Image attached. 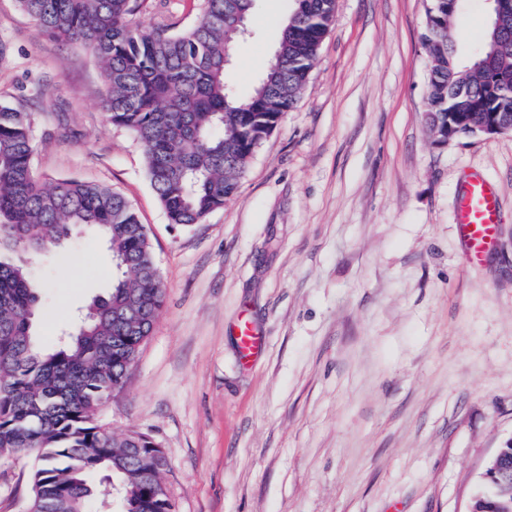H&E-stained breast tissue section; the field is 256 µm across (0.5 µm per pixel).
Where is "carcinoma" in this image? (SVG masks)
Wrapping results in <instances>:
<instances>
[{"mask_svg": "<svg viewBox=\"0 0 512 512\" xmlns=\"http://www.w3.org/2000/svg\"><path fill=\"white\" fill-rule=\"evenodd\" d=\"M53 39L77 44L99 65L107 121L140 145L146 174L172 224H198L235 195L261 136L276 128L306 90L336 0H293L277 51L258 84L240 91L225 58L243 39L234 16L255 0H199L182 32L135 22L142 0H16ZM465 0H429L422 36L430 60L426 112L436 131L448 113H480L512 134V23L490 21L482 45L465 59L452 19ZM25 113L0 104V253L48 252L72 228L93 226L121 273L86 320L52 349L39 347L32 318L39 297L22 260L0 256V454L40 450L29 512H88L120 479L125 512H174L171 499L142 488L145 468L161 474L165 453L138 433L113 435L96 412L122 389L163 301L147 230L129 202L108 187L60 180L42 184ZM106 473L94 486L93 472Z\"/></svg>", "mask_w": 512, "mask_h": 512, "instance_id": "cac0c4a2", "label": "carcinoma"}]
</instances>
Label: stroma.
Listing matches in <instances>:
<instances>
[{"label":"stroma","instance_id":"1","mask_svg":"<svg viewBox=\"0 0 512 512\" xmlns=\"http://www.w3.org/2000/svg\"><path fill=\"white\" fill-rule=\"evenodd\" d=\"M427 0H337L308 87L235 196L170 223L142 150L108 124L98 65L0 0V104L27 113L38 179L122 193L146 225L164 304L96 419L152 437L175 512H466L512 439V135L438 146L424 120ZM292 0H256L229 65L252 88ZM197 0H144L189 28ZM497 189L495 249L467 264L454 203ZM33 331L57 345L116 275L90 227L28 258ZM249 320L265 348L242 362ZM34 449L0 455V512H26Z\"/></svg>","mask_w":512,"mask_h":512}]
</instances>
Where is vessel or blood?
I'll return each instance as SVG.
<instances>
[{
  "label": "vessel or blood",
  "mask_w": 512,
  "mask_h": 512,
  "mask_svg": "<svg viewBox=\"0 0 512 512\" xmlns=\"http://www.w3.org/2000/svg\"><path fill=\"white\" fill-rule=\"evenodd\" d=\"M500 197L481 175L470 174L464 181L456 202V224L465 241V261L477 265L497 244L500 222ZM239 350L243 361H251L264 339L250 322L239 328Z\"/></svg>",
  "instance_id": "vessel-or-blood-1"
}]
</instances>
